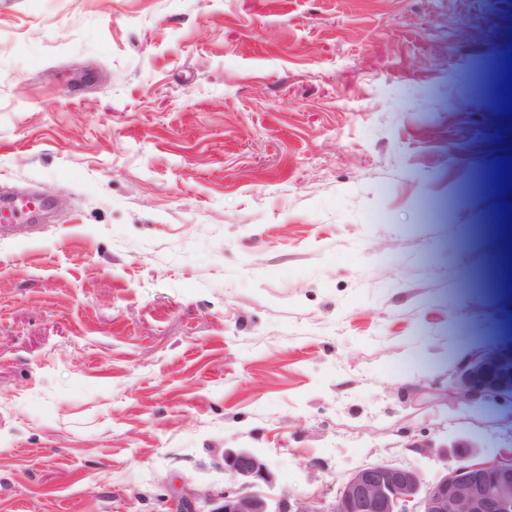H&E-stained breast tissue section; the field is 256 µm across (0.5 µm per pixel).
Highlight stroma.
<instances>
[{"label":"stroma","mask_w":512,"mask_h":512,"mask_svg":"<svg viewBox=\"0 0 512 512\" xmlns=\"http://www.w3.org/2000/svg\"><path fill=\"white\" fill-rule=\"evenodd\" d=\"M512 0H0V512H173L512 448L487 229ZM45 200L37 198L36 202H19L12 198L0 199V224H18L31 214L43 209Z\"/></svg>","instance_id":"35a3bbf8"}]
</instances>
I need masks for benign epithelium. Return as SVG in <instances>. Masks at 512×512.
<instances>
[{"label":"benign epithelium","instance_id":"1","mask_svg":"<svg viewBox=\"0 0 512 512\" xmlns=\"http://www.w3.org/2000/svg\"><path fill=\"white\" fill-rule=\"evenodd\" d=\"M451 448L455 464L429 485L413 467L374 463L352 473L327 507L285 494L273 509L255 491L272 479L268 461L247 448L226 450L224 471L238 487L203 499L188 489L180 501L183 512H512V453L472 463V444Z\"/></svg>","mask_w":512,"mask_h":512}]
</instances>
